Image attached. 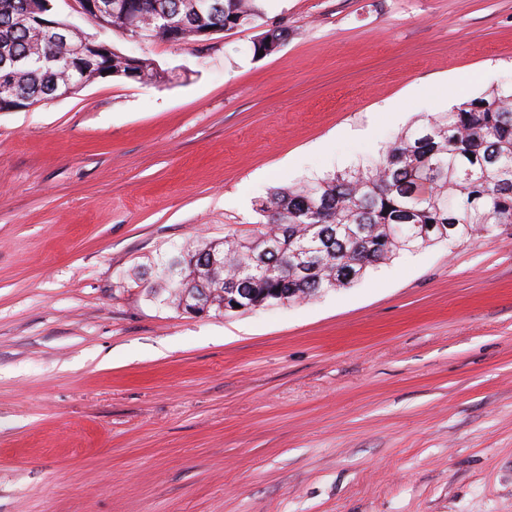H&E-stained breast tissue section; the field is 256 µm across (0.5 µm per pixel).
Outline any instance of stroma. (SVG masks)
I'll return each instance as SVG.
<instances>
[{"label":"stroma","instance_id":"35a3bbf8","mask_svg":"<svg viewBox=\"0 0 512 512\" xmlns=\"http://www.w3.org/2000/svg\"><path fill=\"white\" fill-rule=\"evenodd\" d=\"M261 6L0 112V512H512L511 235L244 313L123 277L512 83V0ZM288 27L284 25H274L265 30L253 43L254 53H261V56H267L276 52L282 43L288 39ZM270 38V41H267Z\"/></svg>","mask_w":512,"mask_h":512}]
</instances>
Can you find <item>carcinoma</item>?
I'll return each instance as SVG.
<instances>
[{"label": "carcinoma", "instance_id": "cac0c4a2", "mask_svg": "<svg viewBox=\"0 0 512 512\" xmlns=\"http://www.w3.org/2000/svg\"><path fill=\"white\" fill-rule=\"evenodd\" d=\"M126 2L139 16L158 19V39L176 46L193 43L202 27L232 29L262 18L259 0H216L217 13L202 17L194 0ZM26 4L0 0V59L34 56L37 43L52 52L51 34L23 24ZM288 35V27L272 26L254 41V53L276 52ZM62 73L58 63L32 62L18 81L0 86V106L24 94L35 102L51 98ZM255 207L263 221L252 232L177 247L132 277L175 309L185 289L208 288L212 311L222 312L233 291L252 311L349 287L403 252L512 227V85L415 121L366 168L273 188ZM211 251L224 256L215 276L202 263Z\"/></svg>", "mask_w": 512, "mask_h": 512}]
</instances>
